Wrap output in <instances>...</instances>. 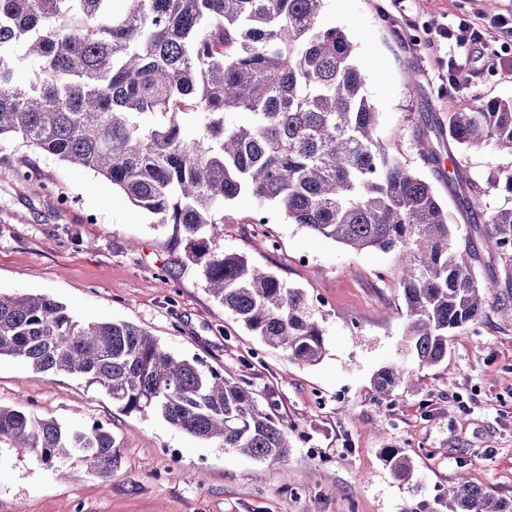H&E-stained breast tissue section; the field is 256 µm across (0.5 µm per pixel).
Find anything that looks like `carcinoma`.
I'll use <instances>...</instances> for the list:
<instances>
[{
    "mask_svg": "<svg viewBox=\"0 0 512 512\" xmlns=\"http://www.w3.org/2000/svg\"><path fill=\"white\" fill-rule=\"evenodd\" d=\"M125 2L118 12L114 0H0V140L90 169L155 223L174 225L224 309L295 361L324 353L304 291L216 246L224 206L244 193L350 248L402 252L403 346L422 366L445 361L448 338L488 309H512L489 304L512 288V208L478 214L504 267V279H484L432 184L375 137L353 44L322 23L323 0ZM231 113L241 119L226 123ZM448 133L462 148L512 154V99L448 107ZM1 356L83 378L126 414L156 412L258 460L280 461L290 448L247 382L174 355L129 322L85 324L46 295L0 294ZM403 380L388 365L373 386L384 399ZM4 438L46 465L81 461L112 475L116 450L101 422L63 426L0 405ZM386 463L398 480L412 477L399 450ZM405 512H512V499L462 482Z\"/></svg>",
    "mask_w": 512,
    "mask_h": 512,
    "instance_id": "cac0c4a2",
    "label": "carcinoma"
}]
</instances>
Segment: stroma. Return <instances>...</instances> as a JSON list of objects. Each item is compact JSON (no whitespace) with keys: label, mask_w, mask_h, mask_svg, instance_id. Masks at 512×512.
<instances>
[{"label":"stroma","mask_w":512,"mask_h":512,"mask_svg":"<svg viewBox=\"0 0 512 512\" xmlns=\"http://www.w3.org/2000/svg\"><path fill=\"white\" fill-rule=\"evenodd\" d=\"M512 0H324L321 20L355 47L376 136L422 174L426 132L475 184L463 209L444 177L431 176L457 240L475 214L512 207V155L459 149L449 105L512 99V41L494 21ZM479 20L488 48L465 59L436 24ZM26 178H19V171ZM267 218L263 228L254 211ZM220 250L245 255L305 291L325 338L313 365L288 359L236 322L208 292L173 225L158 224L111 183L22 140L0 141V293L42 294L83 321L130 322L183 358L249 383L288 430L280 462L257 460L193 438L160 415L122 413L98 387L0 358V404L65 425L99 421L112 432L109 481L70 476L35 452L0 440V512H404L417 497L468 481L512 498V324L490 313L448 341V359L419 367L401 346L406 327L398 251H357L289 221L272 205L241 198L224 209ZM399 363L410 380L378 400L374 374ZM408 454L412 483L398 481L384 451Z\"/></svg>","instance_id":"obj_1"}]
</instances>
